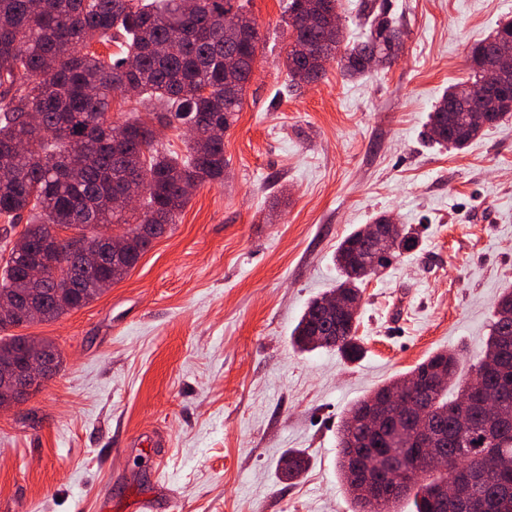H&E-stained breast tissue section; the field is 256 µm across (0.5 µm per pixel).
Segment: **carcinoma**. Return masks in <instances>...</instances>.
<instances>
[{"label":"carcinoma","instance_id":"1","mask_svg":"<svg viewBox=\"0 0 512 512\" xmlns=\"http://www.w3.org/2000/svg\"><path fill=\"white\" fill-rule=\"evenodd\" d=\"M306 2L288 0V27L296 33L284 59L291 85L320 81L326 64L337 58L346 75H363L368 55L390 58L399 50L402 31L382 12L371 14L364 40L341 50L343 30L327 37L337 0H317L315 27ZM232 11L249 27L245 40L224 32V13ZM116 36L122 37L118 53L103 58L90 51L93 41ZM259 42L258 23L238 0H0V216L12 223L35 212L22 234L35 254L62 224L82 225L90 249L113 224L125 225L128 233L123 254L99 270L72 260L49 270L38 314L22 323L0 316V362L20 358L32 342L9 330L55 320L95 300L104 292L102 283L120 281L176 223L191 199L185 186L224 179V140L209 132L215 126L226 131L235 121ZM509 52L512 21L471 48V90L459 102L457 86L443 93L428 116L432 141L462 149L512 113V77L494 99L479 91ZM130 90L154 108L144 119L114 125L112 93ZM175 121L207 137L203 147L190 143L183 157L156 149L155 125ZM132 180L142 185L141 212L113 210L112 196ZM362 233L355 229L337 246L339 278L327 294L355 297L381 275L371 249L365 264L358 261ZM26 287L24 265L9 257L0 269V293ZM324 299L308 302L291 334L293 348L359 359V319L327 314ZM409 379L432 381L425 392L428 430L420 431L401 410L367 427L365 410ZM452 387L456 395L450 399ZM489 397L511 416L491 434L483 411ZM425 448L446 455L452 468L444 478L427 471L406 480L407 458ZM338 462L356 512H398L404 498L412 499L415 512H512V289L499 295L485 344L470 362L455 350L435 352L355 402L340 425ZM305 465L303 454L290 450L280 470L291 481ZM447 477L456 484L451 501L435 494Z\"/></svg>","mask_w":512,"mask_h":512}]
</instances>
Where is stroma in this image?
<instances>
[{"label": "stroma", "mask_w": 512, "mask_h": 512, "mask_svg": "<svg viewBox=\"0 0 512 512\" xmlns=\"http://www.w3.org/2000/svg\"><path fill=\"white\" fill-rule=\"evenodd\" d=\"M287 0H249L261 42L202 185L119 283L52 322L62 364L0 411V512H352L337 463L344 411L438 350L479 352L512 289V116L460 150L422 131L474 43L512 0H339L346 44L365 4L401 26L398 58L364 76L330 63L289 91ZM417 246L363 287L361 357L299 352L306 304L338 277V243L378 214ZM306 470L283 481L279 461Z\"/></svg>", "instance_id": "stroma-1"}]
</instances>
